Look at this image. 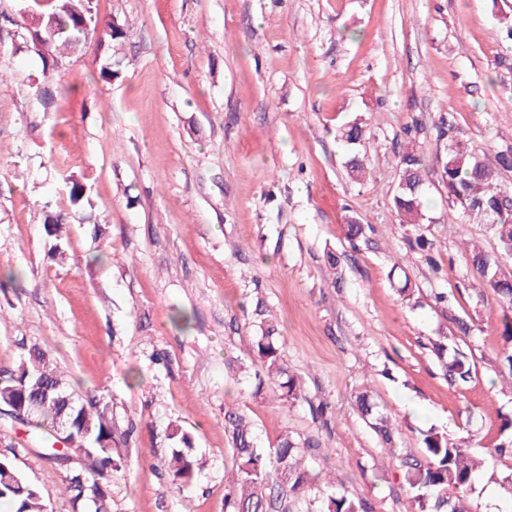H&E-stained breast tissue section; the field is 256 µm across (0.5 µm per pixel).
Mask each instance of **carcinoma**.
<instances>
[{
  "label": "carcinoma",
  "mask_w": 512,
  "mask_h": 512,
  "mask_svg": "<svg viewBox=\"0 0 512 512\" xmlns=\"http://www.w3.org/2000/svg\"><path fill=\"white\" fill-rule=\"evenodd\" d=\"M30 12L41 21L42 48L36 51L43 63L47 81L39 91L43 101L54 100L53 76L62 58L81 51L82 38L93 21L92 0H31ZM128 37L123 25L108 22L102 29L101 41L107 45L121 43ZM340 138L350 147L346 161L348 176L354 181L366 178L367 153L362 151L366 131L354 120L340 129ZM402 177L393 193V206L406 224H421L424 194L422 163L414 150L399 155ZM441 180L448 190V202L458 207L474 224L490 226L495 248L489 252L480 247L470 250L472 266L480 273L504 309L512 311V189L500 183V174L512 170V147L496 155L490 166L457 143L448 144L440 159ZM367 225L350 221L345 238L350 245L366 237ZM260 335L254 337L252 352L257 369L251 377L252 395L264 394L272 383L280 391V399L297 401L303 398L301 380L283 360L278 344L277 327L256 309ZM432 352L454 381L466 383L473 377V365L464 352L448 348V337L431 341ZM57 385L69 392V386L57 367L39 348L33 347L17 368L9 369L0 379V403L15 402L24 407L28 427L45 443L56 442V426L66 423L71 447L63 452L54 465L63 469L65 490L71 502L80 498L81 486L101 485L108 488L112 475L123 471L126 458L119 445L126 443L127 433L118 431L112 401L103 395L87 393L75 396L76 403L65 413L54 403V392L44 387ZM354 406L362 419L376 433L381 443L392 448L399 426L384 413L367 385L359 386L353 395ZM224 433L234 453L232 488L225 499L226 512H270L274 508L290 512V503L308 493L311 477L302 463L300 448L289 436L280 439L274 452V463L257 448L253 426L244 410L224 408ZM504 439L494 447L498 455L512 456V418L501 425ZM423 448L419 458L403 461L410 489L412 512H470L465 505L468 491L477 471L486 463L476 458L471 449L448 438V434L431 427L420 431ZM168 439L171 451L167 469L172 484L189 485L202 461L195 454L192 437L182 427L172 426ZM78 454L80 462L73 467L63 459L65 454ZM11 512H47L40 491L13 465L10 458L0 455V503ZM321 512H372L364 498L345 494L329 495Z\"/></svg>",
  "instance_id": "1"
}]
</instances>
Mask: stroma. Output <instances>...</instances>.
Listing matches in <instances>:
<instances>
[{
  "label": "stroma",
  "instance_id": "35a3bbf8",
  "mask_svg": "<svg viewBox=\"0 0 512 512\" xmlns=\"http://www.w3.org/2000/svg\"><path fill=\"white\" fill-rule=\"evenodd\" d=\"M25 6L0 0V370L37 346L77 389L111 400L133 434L110 512H225L228 404L263 451L285 435L303 445L313 485L297 512H319L331 485L373 512H408L400 460L421 456L423 429L482 454L499 443L512 418L502 311L465 247L495 239L449 207L438 159L452 140L488 163L512 146V39L499 18L512 0H95L99 26L117 20L129 37L111 54L88 30L49 107L29 92L42 72ZM355 119L370 138L359 184L336 137ZM408 146L424 163L418 229L392 203ZM71 180L89 185L86 201L70 202ZM59 213L56 241L45 224ZM353 219L371 227L355 249ZM418 231L429 255L408 244ZM259 305L303 378L295 403L273 386L251 394ZM177 311L188 324L173 323ZM438 336L466 353L469 382L448 378L430 350ZM364 383L400 425L396 454L352 408ZM173 424L204 461L180 492L166 467ZM12 445L48 512H72L64 472L24 433ZM510 475V459L489 466L471 512H512Z\"/></svg>",
  "mask_w": 512,
  "mask_h": 512
}]
</instances>
